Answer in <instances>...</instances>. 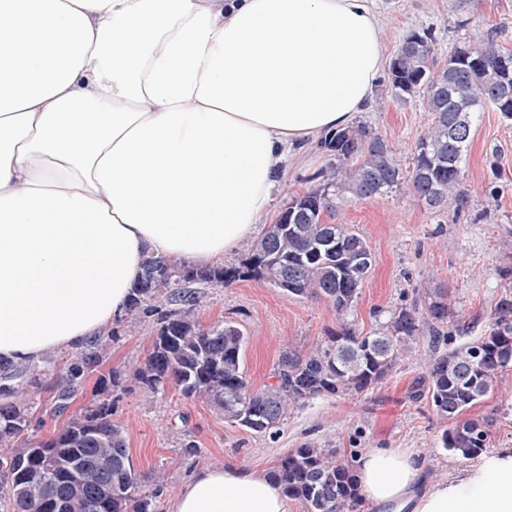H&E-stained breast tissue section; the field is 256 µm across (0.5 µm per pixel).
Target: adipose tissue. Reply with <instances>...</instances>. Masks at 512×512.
<instances>
[{"label": "adipose tissue", "instance_id": "1", "mask_svg": "<svg viewBox=\"0 0 512 512\" xmlns=\"http://www.w3.org/2000/svg\"><path fill=\"white\" fill-rule=\"evenodd\" d=\"M377 0H0V358L77 350L151 252L204 269L250 242L290 152L365 111ZM382 512H512V448L457 483L366 449ZM171 512H288L279 484L199 470Z\"/></svg>", "mask_w": 512, "mask_h": 512}]
</instances>
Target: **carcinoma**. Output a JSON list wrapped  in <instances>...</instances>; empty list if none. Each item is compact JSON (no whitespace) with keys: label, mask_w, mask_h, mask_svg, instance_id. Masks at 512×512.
I'll list each match as a JSON object with an SVG mask.
<instances>
[{"label":"carcinoma","mask_w":512,"mask_h":512,"mask_svg":"<svg viewBox=\"0 0 512 512\" xmlns=\"http://www.w3.org/2000/svg\"><path fill=\"white\" fill-rule=\"evenodd\" d=\"M435 39L407 47L399 71L388 74L392 89L413 84L424 97L432 119L418 139L408 177L391 159L388 140L363 124H352L322 141L334 162L312 177L316 184L291 198L297 210L291 224H266L248 256L236 266L204 271L184 270L162 257L149 255L133 289L128 311L136 313L147 302L164 297L170 309L158 318L159 328L143 364L127 366V376L155 392L168 383L181 394L206 402L224 421L250 433H275L289 412L324 397L361 394L379 385L423 335L433 347L451 337L444 330L453 312L448 289L427 286L408 304L383 314L375 328L363 333L351 320L359 290L375 265L366 240L346 224H325L326 197L350 195L383 197L405 189L428 207L441 210L448 201L457 209L466 205L459 191L466 160L472 118L491 106L512 116V103L497 105L500 93L512 90V52H501L474 32L436 66ZM158 278L167 285L204 282L222 286L241 278L261 279L288 294L318 297L336 312L338 329L327 340L301 353L284 351L276 381L254 390L245 378L243 331L233 322L200 324L195 306L200 297L186 291L161 295ZM112 335L98 336L68 362L53 389L54 411L64 414L77 385L97 370ZM512 370V297L497 303L483 336L445 352H435L428 377L417 383L413 398H427L437 415L452 425L441 433L442 448L471 460L489 448V433L478 418L464 414L499 389L502 376ZM17 367L0 359V447L10 449V460L0 472V500L6 512H151V503L139 493V478L130 461L123 428L112 422V405L99 402L80 415L63 420L46 440L30 439L20 447L16 437L30 427L32 406L22 388L10 385ZM58 458L53 471L41 467V458ZM270 477L282 485L285 496L301 512H348L361 497L354 459L304 442L278 458ZM32 484L37 494H19Z\"/></svg>","instance_id":"carcinoma-1"}]
</instances>
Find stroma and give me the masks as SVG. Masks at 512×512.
Wrapping results in <instances>:
<instances>
[{"label":"stroma","instance_id":"stroma-1","mask_svg":"<svg viewBox=\"0 0 512 512\" xmlns=\"http://www.w3.org/2000/svg\"><path fill=\"white\" fill-rule=\"evenodd\" d=\"M384 16L381 38L386 57H393L412 31L431 30L435 57L443 59L482 32L502 51L512 52V0H380ZM356 122L387 138L393 159L409 169L415 145L430 115L423 96H397L387 75H380L368 108ZM331 161L319 141L306 143L288 157L265 223H274L289 200L305 191L310 177ZM460 190L464 209L448 205L434 212L404 190L384 197H339L329 218L361 235L375 255L353 317L356 328L376 324L374 310L408 303L428 279L447 287L459 330L451 344L459 346L482 336L502 296L512 295V117L493 108L475 113ZM202 296L199 322L212 326L230 321L247 338L242 368L253 389L274 383L285 348L300 352L321 344L336 329V312L318 298H297L256 279L215 287L192 285ZM151 313L128 314L113 321L110 349L97 374L89 375L73 401L70 414L81 413L94 397L98 375L130 363L144 362L156 334L163 301ZM433 353L429 338L373 390L345 398H319L288 414L277 435H255L226 422L205 402L185 397L175 386L152 393L130 380L108 386L112 420L127 437L131 462L139 475L140 492L152 499L155 512H168L170 499L199 469L235 463L270 472L277 459L305 441L344 454L378 446L406 448L424 460L436 481L446 482L479 467V460L448 456L440 444L446 423L431 404L413 399L416 381L426 377ZM71 353L53 352L41 362L23 364L35 412L31 424L38 438H49L59 419L52 414L51 388ZM483 419L491 449L512 448V370L504 374L497 393L469 411Z\"/></svg>","mask_w":512,"mask_h":512}]
</instances>
